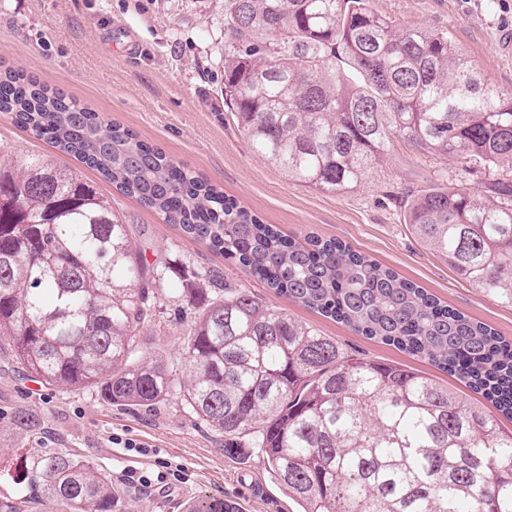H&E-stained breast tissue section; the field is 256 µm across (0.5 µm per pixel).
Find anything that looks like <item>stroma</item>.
I'll list each match as a JSON object with an SVG mask.
<instances>
[{
    "instance_id": "obj_1",
    "label": "stroma",
    "mask_w": 512,
    "mask_h": 512,
    "mask_svg": "<svg viewBox=\"0 0 512 512\" xmlns=\"http://www.w3.org/2000/svg\"><path fill=\"white\" fill-rule=\"evenodd\" d=\"M396 28L445 31L486 82L512 89V0H372ZM0 65L62 90L105 121L158 144L231 196L264 223L302 238H338L393 268L440 300L512 339V306L469 284L434 256L405 222L404 199L434 187L483 189L491 172L461 175L456 160L420 151L394 138L387 156L360 186L329 193L289 179L256 154L224 104V0H0ZM0 144L16 156L40 154L93 181L112 206L139 230L135 246L148 259L163 258L177 283L178 270L205 267L213 287L249 289L265 305L288 312L349 351L401 363L448 382L428 361L354 334L348 327L278 297L205 244L121 195L76 159L17 127L0 113ZM184 323L166 317L151 326L146 354L178 363ZM37 421L22 431L14 415ZM137 440L141 456L112 445L113 435ZM70 453L91 462L118 489L120 512H182L203 495L238 502L241 512H298V504L267 472L260 455L225 454L224 439L197 421L181 399L153 409L111 405L92 391H62L32 381L8 355L0 356V500L36 496L27 479L34 456ZM182 465L187 483L141 492L122 471L153 472L156 458Z\"/></svg>"
}]
</instances>
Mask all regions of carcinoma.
I'll return each mask as SVG.
<instances>
[{"label": "carcinoma", "instance_id": "obj_1", "mask_svg": "<svg viewBox=\"0 0 512 512\" xmlns=\"http://www.w3.org/2000/svg\"><path fill=\"white\" fill-rule=\"evenodd\" d=\"M224 102L253 149L323 191L360 184L401 135L502 175L496 195H411L406 223L462 279L512 306V91L443 31L398 30L371 0H224ZM0 112L290 302L429 361L479 395L344 351L245 288H209L132 243L112 201L49 157L0 144V336L23 374L150 409L174 394L224 452L261 453L300 512H512V340L337 239L284 236L160 149L17 70ZM186 305L182 371L137 356L167 292ZM62 512H116L73 454L31 467ZM183 512H239L202 496Z\"/></svg>", "mask_w": 512, "mask_h": 512}]
</instances>
